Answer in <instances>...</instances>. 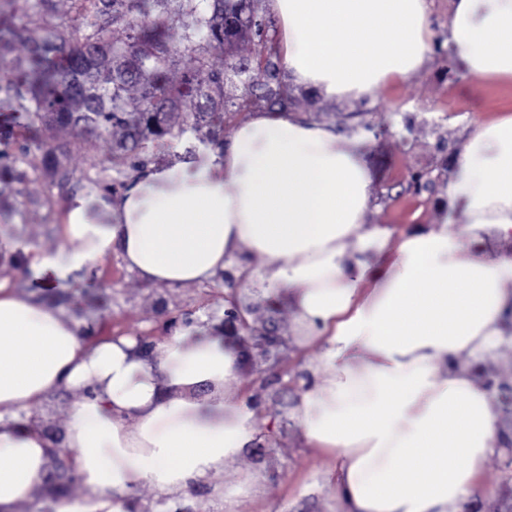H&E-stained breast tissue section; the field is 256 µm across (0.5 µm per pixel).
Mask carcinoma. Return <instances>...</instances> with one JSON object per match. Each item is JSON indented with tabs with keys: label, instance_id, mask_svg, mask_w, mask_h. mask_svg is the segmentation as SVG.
Listing matches in <instances>:
<instances>
[{
	"label": "carcinoma",
	"instance_id": "cac0c4a2",
	"mask_svg": "<svg viewBox=\"0 0 512 512\" xmlns=\"http://www.w3.org/2000/svg\"><path fill=\"white\" fill-rule=\"evenodd\" d=\"M76 18L53 17L48 0H0V45L27 40L24 68L0 75V91L22 120L37 148L55 149L47 137L63 127L79 140L92 133L112 136V165L135 171L151 147L182 138L205 125L212 141L224 133V118L245 107L286 111L292 101L279 80V52L273 20L257 0H73ZM35 24L41 34L4 22L3 5ZM181 30L170 45V31ZM242 43L267 60L262 82L251 83L239 63L211 67L213 53L233 56ZM179 58L193 68L174 83ZM239 80L242 102L224 98L228 76ZM136 87L140 105L127 109L126 92Z\"/></svg>",
	"mask_w": 512,
	"mask_h": 512
}]
</instances>
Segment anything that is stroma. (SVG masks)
<instances>
[{
	"label": "stroma",
	"mask_w": 512,
	"mask_h": 512,
	"mask_svg": "<svg viewBox=\"0 0 512 512\" xmlns=\"http://www.w3.org/2000/svg\"><path fill=\"white\" fill-rule=\"evenodd\" d=\"M431 21L437 50L428 65L401 86L380 91L376 102L325 100L294 85L288 88L293 114L349 135L373 126L367 158L374 174V202L367 221L398 233L440 219L437 204L447 197L449 157L469 127L495 114H512V84H485L449 59L450 0H432ZM54 144L53 153L35 150L31 163L17 162L23 180L17 192L0 196V231L11 245L8 255L0 254V281L82 318L95 340L148 332L161 335L163 320L157 315L161 309L171 316L188 312L196 320L222 321L229 292L223 280L178 287L150 283L127 270L117 251L92 270L67 273L53 288L44 287L43 275L29 262L30 253L55 250L62 241V217L73 199L104 194L117 176L111 137L97 138L88 149L67 131L58 130ZM55 166L68 173L67 185L50 176ZM421 169L438 177L435 194L406 192L409 176ZM237 297L254 307L259 321L274 320L288 340L268 386H261L258 379L259 363L250 361L243 362L229 385L244 400L260 398L278 439L272 442L258 433L250 448L228 462L223 472L184 489L178 496L182 512H224L223 502L214 494L218 486L238 490L241 512H336L325 483L333 459L305 444L294 417L310 380L309 362L318 349L301 346L291 310L267 312L259 290L249 284L238 290ZM257 471L263 474L259 490L244 487L246 477ZM511 504L512 450L500 447L489 459L465 512H505Z\"/></svg>",
	"instance_id": "35a3bbf8"
}]
</instances>
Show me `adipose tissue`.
<instances>
[{"label":"adipose tissue","instance_id":"ef3b65f1","mask_svg":"<svg viewBox=\"0 0 512 512\" xmlns=\"http://www.w3.org/2000/svg\"><path fill=\"white\" fill-rule=\"evenodd\" d=\"M451 2L455 60L477 80L512 81V0ZM268 6L286 73L327 100L375 98L432 53L430 0ZM371 202L363 136L256 111L206 163L151 167L115 202L76 200L64 244L34 261L63 273L117 246L129 271L172 287L237 266L319 346L296 419L334 456L338 512H462L500 444L495 397L468 365L499 346L512 308V116L475 123L455 152L441 221L397 234L366 223ZM85 334L0 283V512L46 482L53 438L30 416L63 388L82 394L62 442L82 492L54 512H135L145 485L156 512H172L254 440V411L224 389L240 352L218 324L175 333L154 363L133 337Z\"/></svg>","mask_w":512,"mask_h":512}]
</instances>
